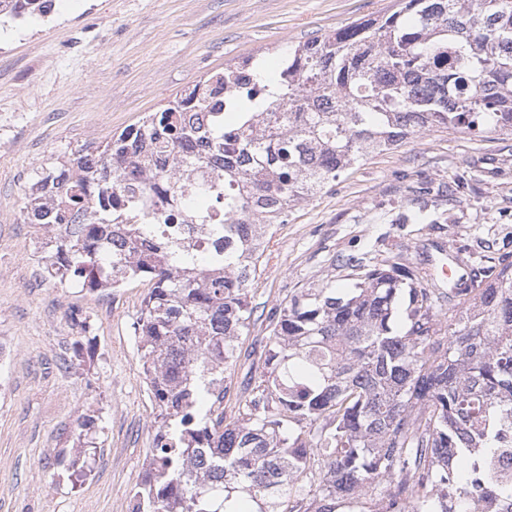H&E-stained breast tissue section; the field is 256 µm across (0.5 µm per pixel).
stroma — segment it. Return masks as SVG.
Here are the masks:
<instances>
[{"label":"stroma","mask_w":512,"mask_h":512,"mask_svg":"<svg viewBox=\"0 0 512 512\" xmlns=\"http://www.w3.org/2000/svg\"><path fill=\"white\" fill-rule=\"evenodd\" d=\"M393 0H55L0 33V512H127L152 446L155 401L134 332L148 282L119 298L66 288L42 268L24 193L62 164L209 72L281 56L317 33L391 10ZM404 252L437 271L512 262V133L436 128L370 156L277 225L253 285L250 328L224 384L233 421L263 370L271 310L348 259ZM91 323L80 333L69 314ZM97 420L74 444L79 415Z\"/></svg>","instance_id":"1"}]
</instances>
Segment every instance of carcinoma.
Masks as SVG:
<instances>
[{"label":"carcinoma","mask_w":512,"mask_h":512,"mask_svg":"<svg viewBox=\"0 0 512 512\" xmlns=\"http://www.w3.org/2000/svg\"><path fill=\"white\" fill-rule=\"evenodd\" d=\"M3 1L0 26L53 6ZM280 61L270 81L247 59L235 124L197 127L240 84L230 64L27 193L60 283L151 282L136 331L158 413L134 512H512L493 468L512 448V263L446 289L400 254L355 266L346 293L328 278L269 314L264 370L233 422L223 408L250 281L295 204L435 127L512 133V0H399ZM200 137L210 153L188 154ZM141 140L185 159L153 169ZM94 425L76 419L79 447Z\"/></svg>","instance_id":"1"}]
</instances>
